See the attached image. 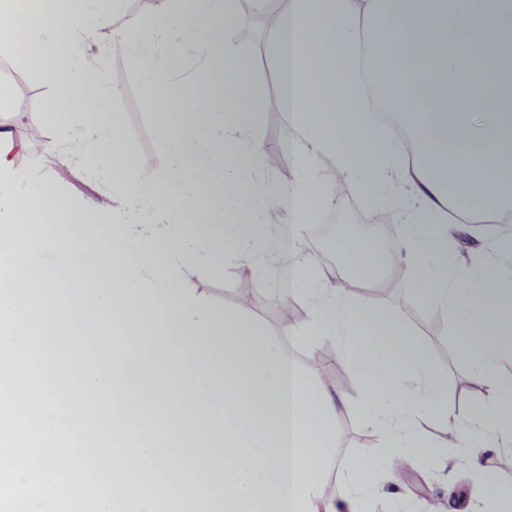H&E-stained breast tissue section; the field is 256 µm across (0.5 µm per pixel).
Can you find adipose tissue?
Segmentation results:
<instances>
[{"instance_id":"ef3b65f1","label":"adipose tissue","mask_w":512,"mask_h":512,"mask_svg":"<svg viewBox=\"0 0 512 512\" xmlns=\"http://www.w3.org/2000/svg\"><path fill=\"white\" fill-rule=\"evenodd\" d=\"M125 8L0 0V50L53 91L45 118L65 136L48 153L112 186L111 222L91 221L51 179L16 166L25 145L0 127V297L24 307L0 321V512H336L325 494L335 393L239 310L178 285L188 263L253 266L262 253L278 260L280 298L307 308L298 341L331 338L369 385L358 412L379 427L387 466L426 447L446 458V445L428 444L431 419L463 447L511 448L512 379L499 368L512 353V287L470 272L449 282L443 258L482 213L512 220V0H365L364 27L350 0H292L272 40L296 132L292 180L264 170L251 136L259 90L224 38L236 0H155L131 58L162 104L169 155L147 186L118 159L124 131L105 117L117 91L94 52ZM364 62L413 154L352 81ZM327 159L400 208L398 259L418 299L457 323L470 380L488 389L467 412L449 414L447 374L415 338L303 261L306 205L329 201L313 176ZM452 208L465 223H449ZM100 338L98 358L87 342ZM36 365L44 404L29 407ZM92 399L103 415L86 414ZM340 479L349 512H364L359 492L379 473L358 458Z\"/></svg>"}]
</instances>
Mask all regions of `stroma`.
Masks as SVG:
<instances>
[{"label":"stroma","instance_id":"stroma-1","mask_svg":"<svg viewBox=\"0 0 512 512\" xmlns=\"http://www.w3.org/2000/svg\"><path fill=\"white\" fill-rule=\"evenodd\" d=\"M153 0H129L124 16L108 22L102 33L106 50L99 57V65L106 71L119 95L111 106L125 133L123 154L141 182H152L167 166L168 155L156 126L157 112L151 110V91L144 87L130 63L129 44L118 37L121 29L149 22ZM258 12L251 16H237L234 30L226 34L230 48L249 58L254 78L262 89L260 107L264 113L261 126L254 137L262 148L278 151L285 161H292L289 148L292 133L290 119L280 108L276 98V60L269 46V38L261 24L260 10L266 0H257ZM0 82L8 85L13 94L11 110L0 112V126L9 127L14 136L24 140L25 149L15 160L17 166L37 171L56 182L76 200L91 205L96 211H106L111 203L112 188L87 180L82 170L71 163L59 161L46 150L48 142L62 137V130L48 126L44 114L51 91L35 71L14 65L8 55L0 54ZM317 176L333 199L332 206L312 205L311 221L324 223L335 217L342 208L352 209L360 219L369 220L376 213L388 215V222L376 242L384 249L398 244L402 218L390 205L369 192L365 182L348 172L332 174L319 168ZM186 288L203 289L217 308L243 307L249 320L262 334L281 337L289 352L322 384L333 389L341 405L336 415V461L344 463L356 457H366L374 466H381L384 450L376 427L365 424L357 413L364 395V385L354 374L350 364L339 357L335 343L327 338L301 347L288 335V323L280 316V303L275 296L276 268L268 266L263 275L250 268L219 264L211 268H187L182 279ZM381 293L372 300L384 318L396 321L407 332L424 344L431 360L446 369L448 374V410L460 414L485 395V388L470 383L469 370L461 354V344L454 321L448 314L418 300L415 285L401 274L398 261H391L379 282ZM450 463L446 469L436 470L429 465L403 462L393 474V484L402 495L399 507L378 495H370L368 512H422L425 505L439 500L443 512H474L471 498L473 462L494 471L503 490L512 489V472L498 470L496 454L486 452L479 459L449 448Z\"/></svg>","mask_w":512,"mask_h":512}]
</instances>
